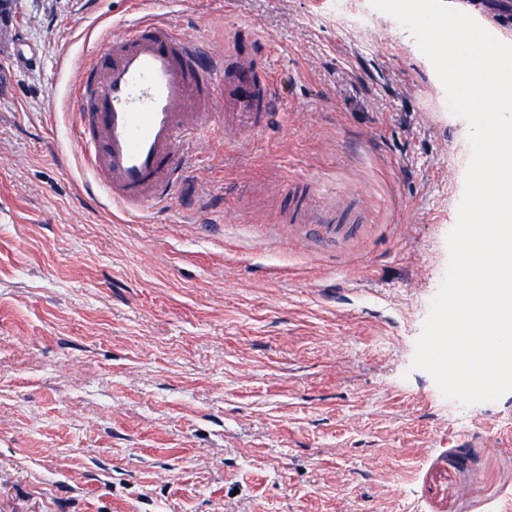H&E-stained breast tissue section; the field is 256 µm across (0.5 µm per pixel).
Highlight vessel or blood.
Segmentation results:
<instances>
[{
  "mask_svg": "<svg viewBox=\"0 0 512 512\" xmlns=\"http://www.w3.org/2000/svg\"><path fill=\"white\" fill-rule=\"evenodd\" d=\"M222 86L224 123L247 118L261 131L273 108L267 64L224 54L223 65L207 59L202 44L166 25L135 18L97 57L77 96V140L93 179L113 205L130 215L171 201L187 160L183 140L207 130L204 91ZM308 182L288 193L292 224H332Z\"/></svg>",
  "mask_w": 512,
  "mask_h": 512,
  "instance_id": "b4317fda",
  "label": "vessel or blood"
}]
</instances>
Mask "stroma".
Masks as SVG:
<instances>
[{"label":"stroma","instance_id":"1","mask_svg":"<svg viewBox=\"0 0 512 512\" xmlns=\"http://www.w3.org/2000/svg\"><path fill=\"white\" fill-rule=\"evenodd\" d=\"M133 18L268 54L275 116L216 106L179 197L125 215L73 137ZM0 512H503L512 393L411 369L466 122L370 0H8L0 15ZM313 182L353 224H291Z\"/></svg>","mask_w":512,"mask_h":512}]
</instances>
